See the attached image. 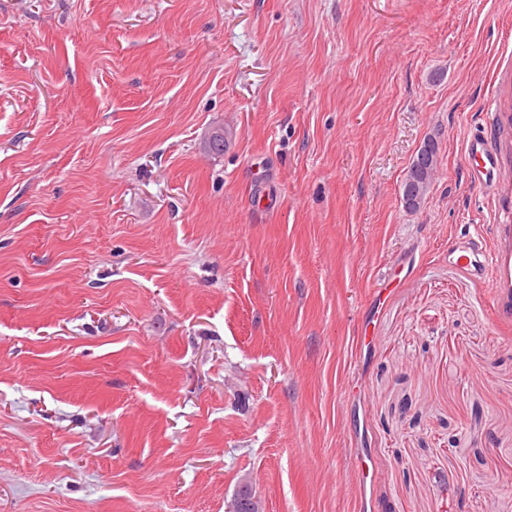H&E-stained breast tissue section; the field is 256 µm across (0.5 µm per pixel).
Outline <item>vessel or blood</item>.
<instances>
[{"label":"vessel or blood","instance_id":"vessel-or-blood-1","mask_svg":"<svg viewBox=\"0 0 512 512\" xmlns=\"http://www.w3.org/2000/svg\"><path fill=\"white\" fill-rule=\"evenodd\" d=\"M490 105L491 119L500 132L499 138L472 136L465 152L471 164L474 184L491 195L502 188V182L495 179L494 172L503 157L512 153V105L497 96L491 99ZM448 261L471 277L489 282L492 288L491 302L497 310L512 309L511 224L496 225L491 245H480L472 238L460 242L449 250Z\"/></svg>","mask_w":512,"mask_h":512}]
</instances>
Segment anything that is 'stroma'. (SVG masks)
<instances>
[{
    "label": "stroma",
    "instance_id": "obj_1",
    "mask_svg": "<svg viewBox=\"0 0 512 512\" xmlns=\"http://www.w3.org/2000/svg\"><path fill=\"white\" fill-rule=\"evenodd\" d=\"M504 88L512 0H0V512H512ZM491 119L502 135L498 140L487 136L474 135L466 143L465 152L471 164V178L475 185L488 195H495L502 188L503 181L494 179V170L504 156L512 150L510 126L512 129V111L506 99L494 96L490 100ZM485 175V177H483ZM437 149L434 142H427L413 160L404 180V196L408 194L410 202L407 209L416 210L427 194L437 170ZM494 224L495 236L490 246L469 238L448 250V263L465 270L471 277L490 283L491 302L498 311L512 307V225Z\"/></svg>",
    "mask_w": 512,
    "mask_h": 512
}]
</instances>
